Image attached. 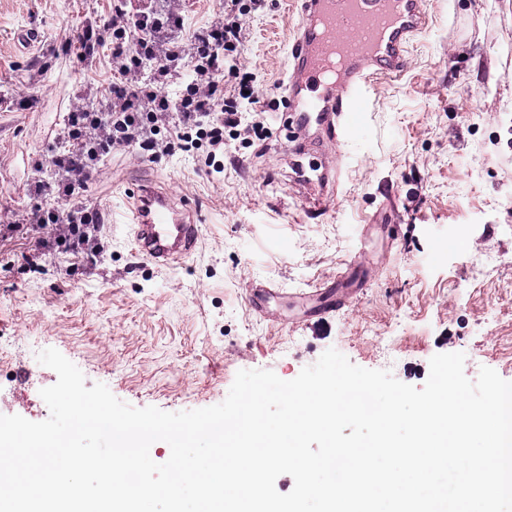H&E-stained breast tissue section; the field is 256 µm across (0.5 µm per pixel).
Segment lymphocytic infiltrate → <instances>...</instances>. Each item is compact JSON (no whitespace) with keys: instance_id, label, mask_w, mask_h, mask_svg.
I'll use <instances>...</instances> for the list:
<instances>
[{"instance_id":"1","label":"lymphocytic infiltrate","mask_w":512,"mask_h":512,"mask_svg":"<svg viewBox=\"0 0 512 512\" xmlns=\"http://www.w3.org/2000/svg\"><path fill=\"white\" fill-rule=\"evenodd\" d=\"M267 0H224L222 11L195 20L170 0H112L109 18L86 21L73 43L80 60L107 50L111 82L78 96L48 159L32 171L37 194L56 205L7 219L10 232L55 225L66 250L98 253L89 228L101 214L83 196L105 159L131 151L156 160L176 152L216 165L231 137L265 138L255 77L243 61L244 25Z\"/></svg>"}]
</instances>
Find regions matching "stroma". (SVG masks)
<instances>
[{"label": "stroma", "mask_w": 512, "mask_h": 512, "mask_svg": "<svg viewBox=\"0 0 512 512\" xmlns=\"http://www.w3.org/2000/svg\"><path fill=\"white\" fill-rule=\"evenodd\" d=\"M429 28L404 74L382 84L364 139L347 148L329 213L307 217L290 166L293 134L229 141L223 173L192 158L106 160L92 207L124 205L145 183L191 203L199 240L182 263L135 253L100 224L96 265L66 253L0 248V415L40 422L57 374L37 360L57 349L120 400L167 412L225 400L242 369L298 376L330 348L353 364L420 387L438 353L461 352L512 381V0H427ZM110 0H0V210L24 214L38 197L33 160L48 157L77 95L112 77L107 57L85 66L64 48ZM290 0H269L245 23L244 61L261 99L281 105ZM34 31L37 43L20 41ZM36 94L37 104L20 107ZM350 273L360 290L319 316L290 314L287 297ZM279 288L272 317L247 291Z\"/></svg>", "instance_id": "obj_1"}]
</instances>
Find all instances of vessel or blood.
I'll return each mask as SVG.
<instances>
[{
  "mask_svg": "<svg viewBox=\"0 0 512 512\" xmlns=\"http://www.w3.org/2000/svg\"><path fill=\"white\" fill-rule=\"evenodd\" d=\"M299 24L288 51L285 109L278 120L316 128L323 144L352 143L375 86L399 77L407 50L429 23L426 0H295ZM121 214L136 250L160 263L190 257L198 229L185 203L139 184Z\"/></svg>",
  "mask_w": 512,
  "mask_h": 512,
  "instance_id": "vessel-or-blood-1",
  "label": "vessel or blood"
}]
</instances>
